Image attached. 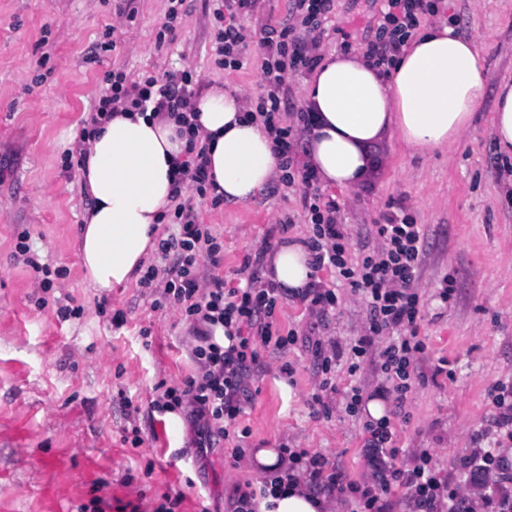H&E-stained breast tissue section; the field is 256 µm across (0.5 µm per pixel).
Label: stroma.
<instances>
[{
  "mask_svg": "<svg viewBox=\"0 0 512 512\" xmlns=\"http://www.w3.org/2000/svg\"><path fill=\"white\" fill-rule=\"evenodd\" d=\"M116 5L0 0V500L13 501L16 512H44L40 487L48 461L62 449L71 453L65 479L76 487L71 512L96 491L110 512H154L164 493L176 491L185 496L180 512H228L236 485L263 479L248 464H234L236 443L249 452L284 442L305 448L324 455L347 480L363 482L369 416L348 412L344 395L356 386L370 397L381 377L367 364L353 375L338 366L330 412H314L316 368L300 343L283 352L262 349L266 370L250 381L253 400L236 422L233 441L195 448L181 416L152 417L159 385L180 382L194 370L186 352L190 325L176 310L154 308L153 294L137 279L106 293L89 286L77 251L89 199L65 156L79 153L81 130L108 86L109 71L140 81L188 69L196 92L229 84L252 105L264 95L265 82L259 39L248 42L240 70L217 64L214 0H183L161 43L156 34L169 0H135L130 21L117 15ZM385 7L386 0H333L320 54L344 47L365 52ZM437 7L436 20L451 21L475 40L486 60L487 92L472 128L439 152L392 142L382 149L386 161L373 185L322 194L338 203L355 259L378 248L374 227L387 216L406 213L423 227L417 279L427 344L423 366L444 359L452 375L416 385L403 410L390 401L384 410L403 450L397 465L425 448L441 476L455 478L476 433L484 435L482 447L512 446L487 431L494 385L512 383V160L498 155L488 124L500 82L512 77V0H437ZM235 22L260 35L295 24L293 0H254ZM111 39L115 48L104 50ZM301 194V187L276 181L250 203L215 207L210 198L184 192L199 223L223 239L220 272L227 287L240 285L239 269L263 244L309 239ZM287 217L291 226L280 230L279 220ZM23 232L38 262L60 270L56 289L42 291L16 253ZM316 276L335 290V310L318 318L306 304L282 300L275 311L281 331L343 344L363 335V297L333 269ZM448 280L454 291L444 302L439 293ZM59 297L71 298L83 314L59 318ZM118 310L127 318L120 329L111 322ZM285 364L290 374H282ZM135 426L143 437L138 446L126 440ZM91 452L99 467L89 476L83 461Z\"/></svg>",
  "mask_w": 512,
  "mask_h": 512,
  "instance_id": "35a3bbf8",
  "label": "stroma"
}]
</instances>
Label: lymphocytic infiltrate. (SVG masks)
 Returning a JSON list of instances; mask_svg holds the SVG:
<instances>
[{
  "mask_svg": "<svg viewBox=\"0 0 512 512\" xmlns=\"http://www.w3.org/2000/svg\"><path fill=\"white\" fill-rule=\"evenodd\" d=\"M332 0H297V25L266 37L261 70L268 84L255 112L275 134L274 153L279 160L285 185L300 184L303 208L312 226L310 247L316 266H329L347 280L368 302L365 333L342 349L337 343L312 339L308 347L317 365V381L312 399L322 404L323 396L335 392L332 372L342 355H349V373H356L363 362H370L382 376L376 397L393 400L403 407L417 382L424 380L421 367L427 345L419 334L420 295L416 288L424 250L425 234L410 218H389L376 225L377 251L363 254L350 263L348 235L337 219L335 200H324L310 171L294 172L292 155L296 145L293 127L282 115L288 101V77L312 70L318 61L319 33L331 9ZM435 0H387L376 35L365 51L377 67L392 65L396 56L415 35L423 15L434 14ZM109 88L96 108L97 115L109 114L119 106L155 112H187L195 96L191 71L171 73L165 79L153 77L141 82L128 81L125 73L107 75ZM175 192L170 215L174 233L160 239L158 263L148 265L139 285L155 295L154 308L179 311L189 322L194 339L189 357L195 370L181 382L166 386L151 405L160 414L184 417L195 434L199 448L213 447L228 440L230 429L252 400L251 376L262 368L260 351L265 347L286 350L298 340L296 333L281 334L274 314L282 289L264 282L259 261H246L242 267L246 285L228 288L221 276L205 277L201 264L219 268L224 262V244L211 229L199 224L191 205L183 198L185 188L210 197L220 206L214 183L207 169V147L189 141L187 157L174 172ZM225 336H217V329ZM365 457L371 477L356 484L331 467L321 454L304 448L281 446L279 455L287 459V470L270 471L259 488H234V512H255L257 497L269 489L292 482H305L354 505V512H387V496L392 487L405 489L408 512H512V457L497 448H473L461 461L469 487L479 489V502L462 494L451 479L438 477L432 456L422 449L410 454L406 467H394L398 457L396 430L389 418L367 421Z\"/></svg>",
  "mask_w": 512,
  "mask_h": 512,
  "instance_id": "1",
  "label": "lymphocytic infiltrate"
}]
</instances>
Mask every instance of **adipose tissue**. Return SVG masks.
I'll return each mask as SVG.
<instances>
[{
  "label": "adipose tissue",
  "instance_id": "1",
  "mask_svg": "<svg viewBox=\"0 0 512 512\" xmlns=\"http://www.w3.org/2000/svg\"><path fill=\"white\" fill-rule=\"evenodd\" d=\"M486 95V70L474 41L453 27H424L390 71L362 55L336 52L314 69L304 88L310 114L306 161L320 184L354 188L378 171V151L390 139L429 151L469 130ZM197 136L209 140L217 191L250 202L277 175L273 136L248 113L236 89L210 88L193 101ZM491 126L498 154L512 158V80L497 93ZM172 117L122 112L85 141L84 186L92 198L79 243L90 285H123L152 247L151 232L171 202L173 160L185 146ZM315 271L303 242L285 241L266 259L265 280L295 294ZM334 503L306 484L292 483L260 500L258 512H333Z\"/></svg>",
  "mask_w": 512,
  "mask_h": 512
}]
</instances>
